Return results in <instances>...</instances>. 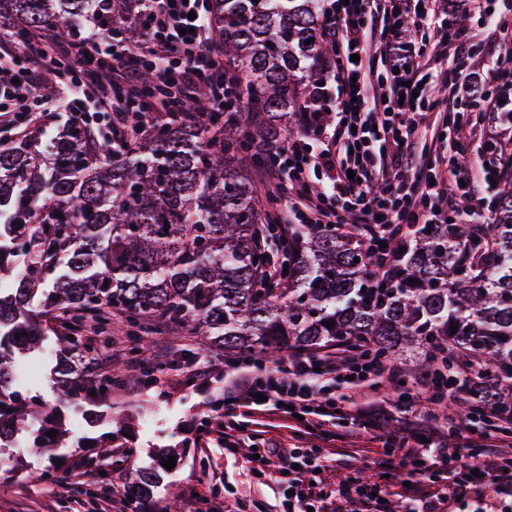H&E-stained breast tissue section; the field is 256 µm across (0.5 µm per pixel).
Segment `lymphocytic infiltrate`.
Listing matches in <instances>:
<instances>
[{
  "mask_svg": "<svg viewBox=\"0 0 512 512\" xmlns=\"http://www.w3.org/2000/svg\"><path fill=\"white\" fill-rule=\"evenodd\" d=\"M153 25L143 43L130 47L112 43L102 33L76 42L33 38L39 55L0 56V98L38 99V68L71 59L77 74L63 90V102L78 112L82 102L111 114L121 123L169 111L170 101L192 100L198 119L236 105L239 76L225 66L223 54L211 49L213 34L197 0H150ZM323 38L339 75L337 112L341 134L334 147L307 150L300 139L282 142L268 164L259 166L260 189L270 206L255 229L258 248L268 245V228L276 224H334L369 255L377 256L375 279L394 271L396 256L419 226L472 225L476 236L488 238L490 224L478 207L459 208L461 198H479L491 186L486 156L491 144L479 145L472 161L442 166L443 138L433 140L427 155L414 153L419 118L426 112L443 115V126L456 132L467 126L472 112L492 109V89L512 87V61L497 59L488 80L478 89L462 88L460 69L473 57L472 31L441 18L433 0H386L375 8L370 0H321ZM431 29L436 43L431 54L411 51L402 40L408 29ZM380 42H372V35ZM358 61H351V54ZM150 62L161 94L148 100L139 94L143 62ZM419 88L406 97V85ZM396 144L383 159L375 143ZM325 172V186H313L310 172ZM449 381L444 359H425L410 373L391 360H363L354 349L337 346L315 352L292 351L277 361L254 356L224 359L221 411L201 435L202 447L221 443L226 454L246 446L241 419L275 416L293 432H308L306 445H285L263 439L250 472L263 485L288 484L292 512H461L463 502L483 504L495 512L512 501V422L470 395L465 371ZM407 391L427 406L428 442L409 433L401 452L427 484L392 490L378 482L344 481L328 492L317 471L328 458L336 429L355 416L359 395L383 384ZM471 449L463 461L462 449Z\"/></svg>",
  "mask_w": 512,
  "mask_h": 512,
  "instance_id": "1",
  "label": "lymphocytic infiltrate"
}]
</instances>
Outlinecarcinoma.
<instances>
[{"mask_svg":"<svg viewBox=\"0 0 512 512\" xmlns=\"http://www.w3.org/2000/svg\"><path fill=\"white\" fill-rule=\"evenodd\" d=\"M318 3L210 0L224 64L245 81L235 112L200 124L159 116L118 158L71 120L46 144L32 131L0 145V276H13L12 287H0V419L55 429L61 405L12 389L9 371L50 333L64 361L61 400L77 406L94 391L93 405H112L119 380L73 377L68 360L90 359L87 325L102 330L115 313L151 333L186 328L200 345L237 355L326 345L386 357L444 351L474 368L472 395L512 418V178L499 188L487 247L466 224L418 228L376 285L371 258L335 225L297 224L284 286L256 287L260 214L237 159L254 151V138L274 143L283 127L307 123L304 100L331 61ZM0 21L23 42L41 30L79 37L89 21L133 43L151 12L148 0H0ZM23 332L26 345L13 340ZM135 355L144 386H153L159 367L138 347ZM31 447L58 460L70 445L43 435ZM161 458L141 474L139 512H153Z\"/></svg>","mask_w":512,"mask_h":512,"instance_id":"1","label":"carcinoma"}]
</instances>
